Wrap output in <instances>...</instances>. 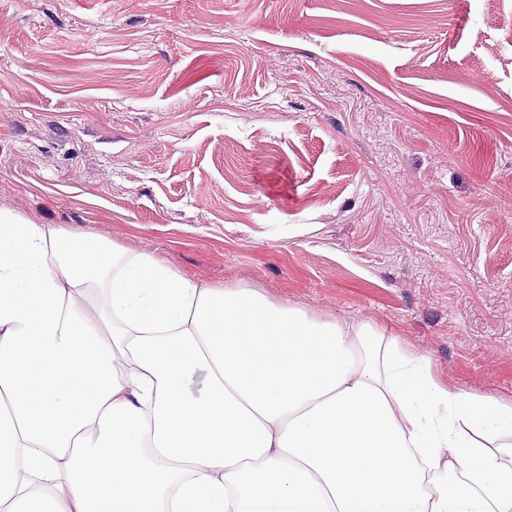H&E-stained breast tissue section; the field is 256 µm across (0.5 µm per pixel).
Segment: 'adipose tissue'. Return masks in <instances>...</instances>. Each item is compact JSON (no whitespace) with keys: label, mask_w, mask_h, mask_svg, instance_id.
<instances>
[{"label":"adipose tissue","mask_w":512,"mask_h":512,"mask_svg":"<svg viewBox=\"0 0 512 512\" xmlns=\"http://www.w3.org/2000/svg\"><path fill=\"white\" fill-rule=\"evenodd\" d=\"M0 512H512V400L1 208Z\"/></svg>","instance_id":"obj_1"}]
</instances>
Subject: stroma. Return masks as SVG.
Segmentation results:
<instances>
[{"label": "stroma", "mask_w": 512, "mask_h": 512, "mask_svg": "<svg viewBox=\"0 0 512 512\" xmlns=\"http://www.w3.org/2000/svg\"><path fill=\"white\" fill-rule=\"evenodd\" d=\"M0 208L511 398L512 0H0Z\"/></svg>", "instance_id": "1"}]
</instances>
